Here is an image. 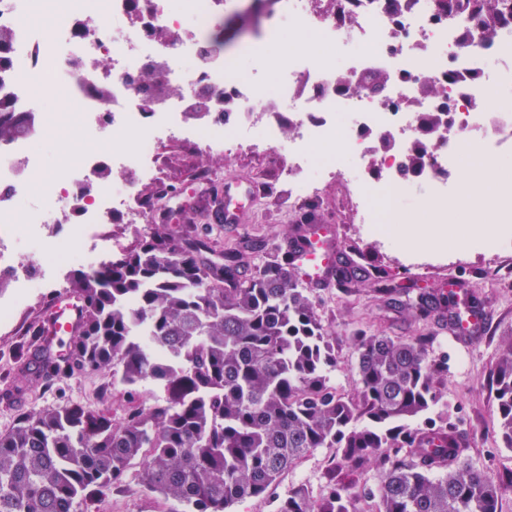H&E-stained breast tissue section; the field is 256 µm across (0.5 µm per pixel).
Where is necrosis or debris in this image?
Masks as SVG:
<instances>
[{
	"label": "necrosis or debris",
	"mask_w": 512,
	"mask_h": 512,
	"mask_svg": "<svg viewBox=\"0 0 512 512\" xmlns=\"http://www.w3.org/2000/svg\"><path fill=\"white\" fill-rule=\"evenodd\" d=\"M325 0H279V10L267 23L266 41L248 43L241 55L223 56L202 52L198 31L218 21L216 0H108L111 23H99L91 0H57L53 22L68 50L60 54L51 70H44L43 44L32 22L43 12L46 0H0V28L12 31L9 62L0 66V103L10 111L31 115L27 134L0 142V285L15 305L28 301L34 287L29 265L16 262L21 238L40 239L63 233L77 240L87 257L88 270L107 261L109 248L94 249L90 242L101 225L122 214L137 221L142 204L136 184L153 181L158 172L152 161L161 137H183L209 150L227 154L278 150L280 127L274 112H284L293 128L286 152H280L281 172L295 199L313 197L321 185L343 184L354 203L360 223L377 224L378 212L369 205L370 188L356 177L364 163H371L378 184L394 197L425 188L429 198L448 197L451 177L463 163L462 149L473 145L485 151L512 150V37L493 43L479 37L475 15L438 18V0H405L400 15H392L387 0H359L354 7L353 27L347 28L326 12ZM193 19L195 33L184 31L185 19ZM323 31V48L298 50L295 42L284 43V24ZM152 28L173 35L166 47L149 36ZM276 41L282 59L278 81L259 83L254 74L242 71L241 58L251 59L256 69L265 67L267 41ZM165 57L169 77L190 90L209 87L230 92L234 110L224 123L184 124L187 98L168 100L159 110L144 113L131 78L152 59ZM347 57V72L362 76L381 70L391 80L378 96H356L337 91L335 61ZM107 58L108 68L97 65ZM42 74L45 93L61 87L79 106L76 112L47 113L32 98L25 78ZM443 84L444 101L426 100L422 110L432 112L447 104V124L433 138L436 149L416 179L400 174L409 146L417 133L418 113L409 108L417 99L424 79ZM496 108H488L489 97ZM421 110V111H422ZM128 130L139 136L134 148L117 142L112 162L125 171L121 193L103 187L91 200L81 202L79 223L61 216L56 228L45 222L70 190L96 177L98 155L61 157L59 169L67 181L51 175L49 166L33 151L40 141H63L80 133L86 142L100 139L107 130ZM386 135L390 150L371 152L366 138ZM342 142L347 153L339 159L309 162V144L325 146Z\"/></svg>",
	"instance_id": "necrosis-or-debris-1"
}]
</instances>
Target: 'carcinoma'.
Wrapping results in <instances>:
<instances>
[{
	"mask_svg": "<svg viewBox=\"0 0 512 512\" xmlns=\"http://www.w3.org/2000/svg\"><path fill=\"white\" fill-rule=\"evenodd\" d=\"M438 11L476 14L487 42L512 27V0H439ZM135 82L147 113L152 97L181 93L162 61L145 65ZM387 82L380 71L358 80L336 73V88L356 95ZM216 95L196 93L185 115L224 117L232 100L224 96V111L211 114ZM445 117L421 113L405 174L422 170ZM30 123L0 104V141ZM209 251L205 240L179 244L155 228L98 270L72 273L81 317L64 352L39 350L37 376L107 372L130 395L153 384L164 397L149 407L129 400L119 424L77 403L18 414L0 432V512H77L119 489L135 459L144 489L162 505H180L164 512H231L266 496L314 448L336 449V464L352 472L380 467L377 487H361L375 512H497L500 484L462 461L460 442L448 447L457 436L448 416L411 425L438 397L431 336L358 329V389L346 397L328 383L336 357L289 256L246 276L241 246L225 247L222 263L204 257ZM491 378L502 441L512 449V340ZM353 501L348 486L331 481L318 501L289 490L274 512H356Z\"/></svg>",
	"mask_w": 512,
	"mask_h": 512,
	"instance_id": "1",
	"label": "carcinoma"
}]
</instances>
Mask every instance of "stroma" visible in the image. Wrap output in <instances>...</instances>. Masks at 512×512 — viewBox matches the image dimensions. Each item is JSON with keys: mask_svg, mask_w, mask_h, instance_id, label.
Here are the masks:
<instances>
[{"mask_svg": "<svg viewBox=\"0 0 512 512\" xmlns=\"http://www.w3.org/2000/svg\"><path fill=\"white\" fill-rule=\"evenodd\" d=\"M157 168L159 180L141 183L136 192L145 218L137 224L111 221L101 233L115 247L130 249L141 233L161 227L178 243L198 236L208 239L215 250L244 237L261 240L262 248L246 256L248 268L265 261L266 245L283 244L296 228L330 227L338 245V261L348 273L346 287L328 283L306 287L305 292L321 321L325 338L336 353L329 371L331 383L348 394L357 391L352 336L364 327L392 337L431 333L429 356L443 364L439 400L431 417L450 415L457 433L466 443L467 462L499 479V512H512V449L503 447L498 435V412L489 383L491 369L512 338V252L499 260L489 253L467 247L438 249L407 247L386 237L373 236L359 224L347 203L345 192L335 184L324 187L321 197L302 204L288 195V184L280 174V158L261 155H227L201 148L191 141L161 145ZM251 187L250 202L238 224H217L211 209L226 188ZM385 270L399 291L383 297L375 291V276ZM466 297L491 316L481 334L470 341L455 339L449 332V296ZM56 292L34 289L26 308L15 311L13 326L0 328V431L10 428L16 413L49 405L80 403L110 414L114 422L126 416L128 396L121 384L93 372L63 377L51 388H43L29 360L33 331L43 321ZM424 298L441 301L429 320H420L416 305ZM334 449L317 448L283 473L268 497L237 503L232 512H273L275 498L301 486L311 497L321 498L329 481L358 486L376 484L378 467L359 475L332 468ZM87 512H159L155 498L141 484V467L131 464L122 492L88 503Z\"/></svg>", "mask_w": 512, "mask_h": 512, "instance_id": "stroma-1", "label": "stroma"}]
</instances>
